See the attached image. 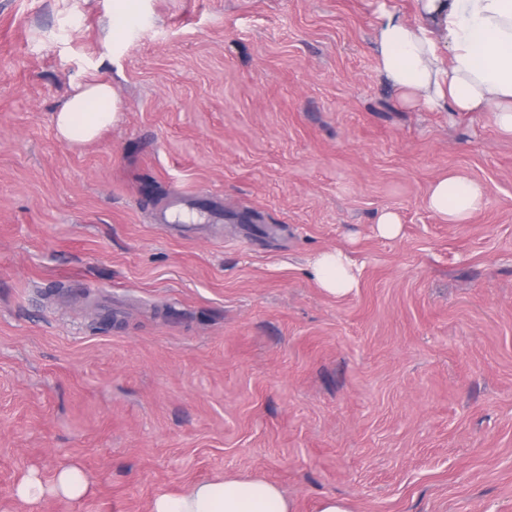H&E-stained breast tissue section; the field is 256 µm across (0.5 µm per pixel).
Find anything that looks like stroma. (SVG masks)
I'll return each mask as SVG.
<instances>
[{
	"mask_svg": "<svg viewBox=\"0 0 512 512\" xmlns=\"http://www.w3.org/2000/svg\"><path fill=\"white\" fill-rule=\"evenodd\" d=\"M112 2L0 0V512L71 462L90 495L38 512L217 475L296 512H512V137L378 74L379 6L415 0H143L119 43ZM92 79L120 119L67 144ZM451 172L486 187L465 224L426 206ZM336 248L345 296L309 267ZM95 103L102 108H92ZM120 100L111 83L92 81L72 93L54 115L58 136L70 144L93 140L119 119ZM310 265L315 280L329 295L345 296L358 286L354 265L345 250L321 251Z\"/></svg>",
	"mask_w": 512,
	"mask_h": 512,
	"instance_id": "obj_1",
	"label": "stroma"
}]
</instances>
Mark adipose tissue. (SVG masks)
<instances>
[{"label":"adipose tissue","mask_w":512,"mask_h":512,"mask_svg":"<svg viewBox=\"0 0 512 512\" xmlns=\"http://www.w3.org/2000/svg\"><path fill=\"white\" fill-rule=\"evenodd\" d=\"M420 21L381 9L374 28L376 69L401 98L429 111L487 112L512 136V0H419ZM120 100L113 85L92 81L72 93L54 116L58 136L70 144L93 140L114 124ZM482 183L448 174L429 188L426 204L443 222L467 223L486 204ZM311 269L329 295L357 288L354 265L342 249L317 253ZM90 482L75 464L49 481L28 472L16 485L29 512L49 496L77 501ZM149 512H294L286 492L270 481L216 478L156 494Z\"/></svg>","instance_id":"obj_1"}]
</instances>
